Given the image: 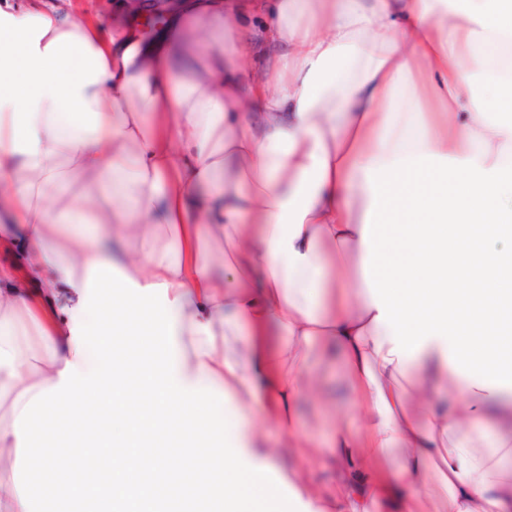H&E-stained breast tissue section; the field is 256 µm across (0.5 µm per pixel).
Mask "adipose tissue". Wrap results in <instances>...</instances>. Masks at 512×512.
I'll use <instances>...</instances> for the list:
<instances>
[{
    "instance_id": "1",
    "label": "adipose tissue",
    "mask_w": 512,
    "mask_h": 512,
    "mask_svg": "<svg viewBox=\"0 0 512 512\" xmlns=\"http://www.w3.org/2000/svg\"><path fill=\"white\" fill-rule=\"evenodd\" d=\"M0 512H512V0H0ZM360 429L302 431L310 351ZM320 447L283 470L265 425ZM60 4L64 7H67L69 4L72 6H78L85 10L90 11L93 14H96L101 22L106 25H110L112 23V3L119 2L113 0H70V1H59ZM134 6L132 15L133 19L138 18L139 24L144 28L146 33H152L157 30L158 26L162 23L163 17L158 8H153L150 5H145L139 1H179V0H125Z\"/></svg>"
}]
</instances>
